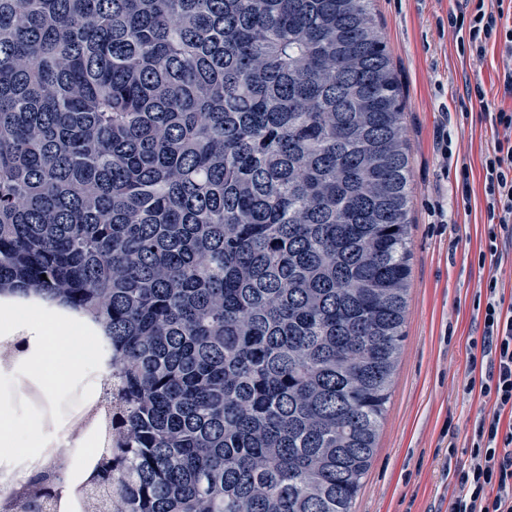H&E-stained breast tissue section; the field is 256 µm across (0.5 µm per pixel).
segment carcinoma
<instances>
[{
    "mask_svg": "<svg viewBox=\"0 0 512 512\" xmlns=\"http://www.w3.org/2000/svg\"><path fill=\"white\" fill-rule=\"evenodd\" d=\"M403 128L374 0H0V296L112 345L95 507L352 512L404 338Z\"/></svg>",
    "mask_w": 512,
    "mask_h": 512,
    "instance_id": "obj_1",
    "label": "carcinoma"
}]
</instances>
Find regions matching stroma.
Here are the masks:
<instances>
[{
  "label": "stroma",
  "mask_w": 512,
  "mask_h": 512,
  "mask_svg": "<svg viewBox=\"0 0 512 512\" xmlns=\"http://www.w3.org/2000/svg\"><path fill=\"white\" fill-rule=\"evenodd\" d=\"M456 0H375L404 93L412 204L411 276L405 338L391 400L354 512H448V459L467 461L485 406L467 390L471 339L480 337L478 296L496 277L512 299V253L480 265L485 201L481 161L495 133L479 119L466 83L482 81L499 102L506 57L476 60L448 26ZM473 188L470 208L457 192L460 165Z\"/></svg>",
  "instance_id": "1"
}]
</instances>
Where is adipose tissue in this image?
Returning a JSON list of instances; mask_svg holds the SVG:
<instances>
[{
	"label": "adipose tissue",
	"instance_id": "1",
	"mask_svg": "<svg viewBox=\"0 0 512 512\" xmlns=\"http://www.w3.org/2000/svg\"><path fill=\"white\" fill-rule=\"evenodd\" d=\"M20 326L26 328L36 347L29 360L30 369L42 377L48 396L59 397L66 382L79 371L77 357L59 340L73 327L69 313L47 303L35 308L23 300H1L0 334H11ZM38 440L39 427L35 421L0 411V448L31 449Z\"/></svg>",
	"mask_w": 512,
	"mask_h": 512
}]
</instances>
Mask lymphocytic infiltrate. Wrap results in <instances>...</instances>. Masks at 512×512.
<instances>
[{
    "instance_id": "f902f5d3",
    "label": "lymphocytic infiltrate",
    "mask_w": 512,
    "mask_h": 512,
    "mask_svg": "<svg viewBox=\"0 0 512 512\" xmlns=\"http://www.w3.org/2000/svg\"><path fill=\"white\" fill-rule=\"evenodd\" d=\"M448 25L476 59H483L494 43L512 57V0H495L490 7L485 0H463L449 13ZM465 90L479 102L481 120L499 131L482 162L486 252L498 262L502 239L512 240V108L490 109L482 82L467 84ZM482 320L478 383L492 406L470 438L468 462L453 468L448 512H512V427L502 424L503 414L512 412V304H506L494 277L486 283Z\"/></svg>"
}]
</instances>
